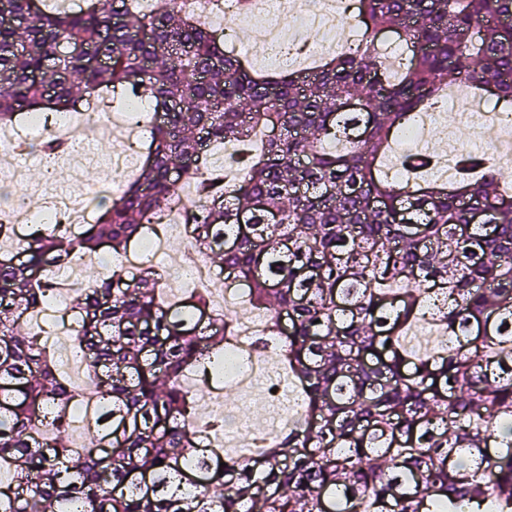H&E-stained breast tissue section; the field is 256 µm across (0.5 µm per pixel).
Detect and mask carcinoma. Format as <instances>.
Listing matches in <instances>:
<instances>
[{"label": "carcinoma", "instance_id": "1", "mask_svg": "<svg viewBox=\"0 0 512 512\" xmlns=\"http://www.w3.org/2000/svg\"><path fill=\"white\" fill-rule=\"evenodd\" d=\"M0 25V128L76 111L103 93L150 104L136 178L71 236L32 224L0 251V512H512V194L489 160L477 176L403 189L379 174L413 114L448 85L512 112V0H357L356 46L312 73L255 72L186 0H83L48 11L9 0ZM394 30L396 69L378 34ZM42 130L49 155L74 148ZM263 134L214 184L212 148ZM194 186L196 245L268 314L302 395L303 425L228 458L200 448L189 369L224 376L233 317L192 292L159 301L155 268L95 280L73 299L79 393L28 326L55 269L124 252ZM436 311L448 348L401 338ZM94 403L92 442L62 436Z\"/></svg>", "mask_w": 512, "mask_h": 512}]
</instances>
